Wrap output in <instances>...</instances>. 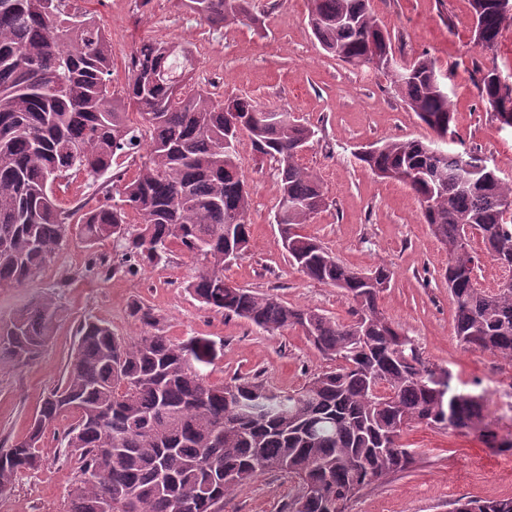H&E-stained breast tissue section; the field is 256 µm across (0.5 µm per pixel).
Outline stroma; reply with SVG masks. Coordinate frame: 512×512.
<instances>
[{
    "mask_svg": "<svg viewBox=\"0 0 512 512\" xmlns=\"http://www.w3.org/2000/svg\"><path fill=\"white\" fill-rule=\"evenodd\" d=\"M92 13L112 42V86L126 82L127 55L139 43L175 41L192 51L193 80L223 97L246 96L263 107L288 112L315 136L300 162L320 178L326 209L300 233L321 240L344 264L391 270L381 296L385 313L413 337L429 362L450 368L459 388L484 395L485 421L498 437H512V365L464 349L453 331L452 304L442 271L445 247L423 223L419 205L401 182L382 179L353 156L381 140L433 139L389 75L355 68L324 51L308 24L309 0H251L259 24L238 22L214 29L186 13L179 0H72ZM392 37L393 55L405 62L435 60L455 112L456 146L493 159L512 180V131L501 128L481 101L474 67L497 68L512 78V26L497 53L473 40L470 0H371ZM251 189V249L224 276L231 283L278 296L292 305L345 320L351 304L332 286L309 280L291 266L274 222L278 192L273 163L259 158L248 136L236 147ZM111 255L104 240L88 250L71 225L54 262L33 281L0 288V316L32 298L52 294L64 312L41 356L19 370H0V449L24 439L46 396L59 383L77 348L75 325L91 316L131 340L145 332L133 309L148 307L167 336L207 353L195 362L208 382L257 372L272 387L294 390L327 362L296 330L272 335L250 323L206 310L186 290L195 262L179 246L133 275H90L91 253ZM64 416L47 430L39 447L41 466L0 490V512H63L78 473L63 436ZM403 441L416 451L415 464L364 491L351 512H452L462 497L512 496V451L490 447L480 433L459 434L416 425ZM293 494L287 477L268 473L224 502V512H288Z\"/></svg>",
    "mask_w": 512,
    "mask_h": 512,
    "instance_id": "obj_1",
    "label": "stroma"
}]
</instances>
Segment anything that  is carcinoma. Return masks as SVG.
Here are the masks:
<instances>
[{
  "instance_id": "cac0c4a2",
  "label": "carcinoma",
  "mask_w": 512,
  "mask_h": 512,
  "mask_svg": "<svg viewBox=\"0 0 512 512\" xmlns=\"http://www.w3.org/2000/svg\"><path fill=\"white\" fill-rule=\"evenodd\" d=\"M502 0H471L474 32L497 48L512 23ZM250 0H182L212 27L260 19ZM309 24L330 54L368 65L392 54L389 34L369 0H310ZM190 51L143 41L132 49L127 82L112 89V45L96 19L67 0H0V288L33 280L56 258L68 224L92 247L112 240L114 258L93 255L97 274L111 278L139 261L162 259L176 244L200 261L188 290L206 308L268 333L299 330L336 367L313 373L292 392L271 388L257 373L211 384L195 370L197 351L163 331L127 341L87 316L63 381L43 401L27 438L0 450V490L39 468L38 444L70 414L64 441L78 480L65 512H224V499L266 473L294 484L288 512H350L360 493L408 470L415 452L409 427L469 432L481 428V396L461 392L452 370L427 362L418 343L380 307L390 271L341 263L315 237L298 232L324 211L323 184L299 162L315 136L285 114L268 124L251 98L224 99L191 84ZM418 119L438 139L454 142V111L435 61L421 56L392 70ZM479 97L501 127L512 128V84L495 68L476 70ZM136 113L140 120L131 121ZM247 134L276 163V209L299 205L284 221L282 246L308 279L336 287L351 303L339 321L224 278L247 254L250 191L235 151ZM354 153L376 175L399 172L424 223L448 249L443 277L453 329L469 351L512 362V182L480 157L421 140H387ZM119 155L140 161L119 198L79 213L57 204L63 180L95 181ZM484 253L510 273L498 288L476 283ZM63 317L44 294L0 319V369L34 362ZM454 512H512V497L461 498Z\"/></svg>"
}]
</instances>
